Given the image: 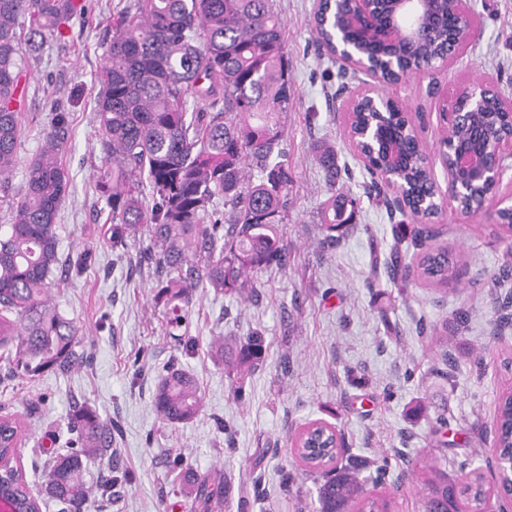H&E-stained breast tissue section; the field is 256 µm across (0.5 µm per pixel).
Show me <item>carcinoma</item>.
<instances>
[{
    "mask_svg": "<svg viewBox=\"0 0 512 512\" xmlns=\"http://www.w3.org/2000/svg\"><path fill=\"white\" fill-rule=\"evenodd\" d=\"M116 24L102 72L96 103L103 165L96 170L99 197L112 214V245L146 234L154 242L155 263L166 282L154 300L170 310V326L186 324L195 292L250 301L257 295V275L288 253L278 226L291 206V170L281 147L283 115L295 91L288 67V47L272 0H136ZM328 23L314 24L315 42L336 37V22L347 12V0L323 4ZM434 24L418 32L414 46L403 51L363 39L356 30L342 36L357 43L373 67L405 78L444 58L448 42L467 20L459 18L454 0H432ZM87 18L83 0H0V207L12 223L0 224V348L5 362L30 377L74 364L78 332L57 308L50 275L59 264L56 221L67 189L63 166L68 119L57 112L44 129L37 154L27 165L20 192L8 190L17 164L22 135L19 122L25 87L26 58L38 55L47 35L60 32L72 19ZM204 105L187 109L188 99ZM478 133L492 144L512 132L504 102L485 99L470 123L456 131L460 140ZM379 147L369 172L389 176L406 188L412 203L429 195L432 180L417 151V137L407 119L388 113L378 128ZM152 202H147L145 189ZM224 201V212L214 209ZM355 199L339 194L323 208L324 239L336 243L352 223ZM453 259L448 249L424 254L419 276L443 284ZM392 281H405L410 268L401 265L399 244L387 263ZM218 352L227 375L242 383L264 354L260 335L246 336ZM155 411L169 424L195 419L203 408L201 389L183 370L167 372L158 382ZM80 448L52 457L47 495L81 512L89 490L83 459L112 443V432L89 405L70 418ZM21 422L0 418V454L16 455ZM500 479L496 492L512 496V395L498 403L493 440ZM340 446L336 431L314 421L298 434L293 448L311 469L333 462ZM367 462L350 458L325 473L312 512H387L385 497L367 495L359 472ZM419 512H481L490 486L482 473L464 474L457 484L448 473L429 467ZM191 512H221L225 478L184 472ZM0 492L13 498L18 512H41L23 474L0 468Z\"/></svg>",
    "mask_w": 512,
    "mask_h": 512,
    "instance_id": "cac0c4a2",
    "label": "carcinoma"
}]
</instances>
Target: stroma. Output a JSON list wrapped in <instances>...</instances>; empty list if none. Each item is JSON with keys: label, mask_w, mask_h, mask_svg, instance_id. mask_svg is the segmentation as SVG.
<instances>
[{"label": "stroma", "mask_w": 512, "mask_h": 512, "mask_svg": "<svg viewBox=\"0 0 512 512\" xmlns=\"http://www.w3.org/2000/svg\"><path fill=\"white\" fill-rule=\"evenodd\" d=\"M135 0H87L89 22L73 20L26 63L22 136L9 181L20 190L52 113H66L69 137L63 162L68 187L60 207L52 296L78 327L81 361L34 379L10 375L0 361V406L22 417L20 463L33 492L45 484L43 463L67 453V423L74 405L88 403L117 424L112 445L88 464L95 490L82 512H186L172 466L224 473L225 512H298L316 498L321 472L308 471L292 441L307 423L321 421L341 433V458L390 466L373 493L391 512H418L428 461L458 476L476 469L492 478L493 431L500 397L512 392V324L498 321L499 299L512 296V279H498L512 252V233L493 208L465 217L444 206L431 220L430 240L405 242V261L447 247L456 262L447 289L409 276L406 285L375 278L398 224L410 216L380 197L347 132V105L376 87L358 72L339 79V60L318 57L312 33L316 0H273L284 25L295 97L284 118L282 145L291 164L294 206L282 233L288 261L258 275V302L198 291L187 334L175 343L165 333L153 295L159 274L143 253L148 239L112 246L110 213L95 188L101 164L96 99L109 35ZM478 25L468 46L438 66L433 79L418 76L381 88L411 116L440 193L448 174L438 156L446 130L444 100L482 83L512 98V0H472ZM333 150L340 177L329 185L319 158ZM358 206L336 247L321 243L320 217L335 192ZM91 251L86 267L77 258ZM469 315L468 325L435 344L433 327ZM259 332L264 360L235 394L224 365L211 350L219 337ZM457 361L449 368L442 360ZM192 373L204 395L193 421L172 426L155 411L153 392L168 368Z\"/></svg>", "instance_id": "35a3bbf8"}]
</instances>
